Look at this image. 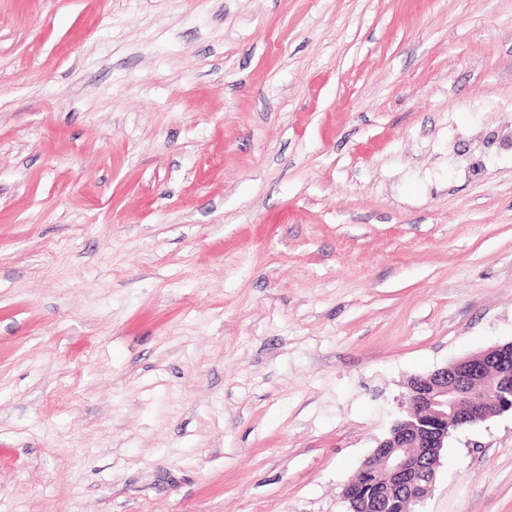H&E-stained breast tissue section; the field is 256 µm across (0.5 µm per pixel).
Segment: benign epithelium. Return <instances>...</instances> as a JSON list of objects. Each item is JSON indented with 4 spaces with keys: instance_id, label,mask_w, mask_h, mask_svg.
I'll use <instances>...</instances> for the list:
<instances>
[{
    "instance_id": "7a95c632",
    "label": "benign epithelium",
    "mask_w": 512,
    "mask_h": 512,
    "mask_svg": "<svg viewBox=\"0 0 512 512\" xmlns=\"http://www.w3.org/2000/svg\"><path fill=\"white\" fill-rule=\"evenodd\" d=\"M511 361L512 341L458 359L427 376L411 379L407 385L406 416L394 423L390 435L380 442L362 468L379 462L389 479L404 485L415 501H422L434 482V478L417 473L415 444L419 442L423 424H429L434 430L425 444L437 453L448 439V425L461 409H468L474 424L489 416L475 395L495 397L498 413L512 412Z\"/></svg>"
}]
</instances>
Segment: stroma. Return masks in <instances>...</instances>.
<instances>
[{
  "label": "stroma",
  "instance_id": "35a3bbf8",
  "mask_svg": "<svg viewBox=\"0 0 512 512\" xmlns=\"http://www.w3.org/2000/svg\"><path fill=\"white\" fill-rule=\"evenodd\" d=\"M511 340L512 0H0V512H349ZM412 512H512V414ZM512 341L496 345L480 353L458 359L427 376L411 379L406 398V416L398 419L362 468L378 460L389 480L400 482L417 502L422 501L433 482L417 471L415 444L419 442L423 423L430 424L434 433L425 441L426 448L438 454L448 439V424L465 404L471 413V424L484 421L491 413L484 411L476 394L496 398L495 413L512 412ZM425 482V484H422Z\"/></svg>",
  "mask_w": 512,
  "mask_h": 512
}]
</instances>
